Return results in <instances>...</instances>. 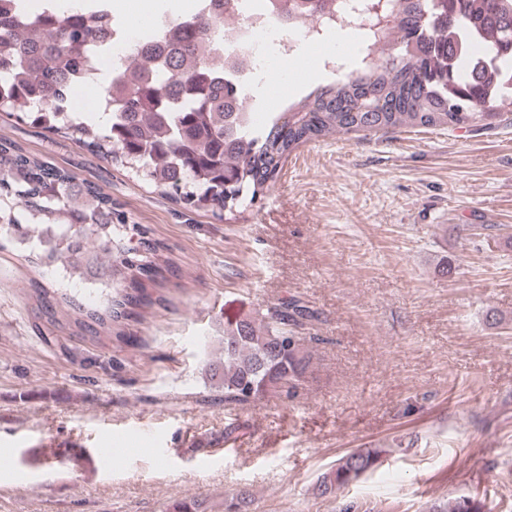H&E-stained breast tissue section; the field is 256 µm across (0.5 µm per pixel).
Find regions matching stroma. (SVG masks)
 I'll list each match as a JSON object with an SVG mask.
<instances>
[{
  "instance_id": "1",
  "label": "stroma",
  "mask_w": 512,
  "mask_h": 512,
  "mask_svg": "<svg viewBox=\"0 0 512 512\" xmlns=\"http://www.w3.org/2000/svg\"><path fill=\"white\" fill-rule=\"evenodd\" d=\"M0 139L98 185L177 269L122 344L51 323L32 285L54 289L62 318L70 300L105 310L111 289L0 249V456L14 460L0 512H167L176 499L222 512L241 489L253 512H429L460 496L512 512V123L312 142L222 216L13 113L0 111ZM293 297L315 313L302 329L314 381L218 401L203 368L225 314ZM54 441L89 457L35 464ZM361 448L388 454L319 495V476Z\"/></svg>"
}]
</instances>
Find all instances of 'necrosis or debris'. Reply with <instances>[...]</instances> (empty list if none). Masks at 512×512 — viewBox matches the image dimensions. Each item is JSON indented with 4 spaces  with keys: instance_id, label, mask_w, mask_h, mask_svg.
I'll return each instance as SVG.
<instances>
[{
    "instance_id": "4bbe7bcc",
    "label": "necrosis or debris",
    "mask_w": 512,
    "mask_h": 512,
    "mask_svg": "<svg viewBox=\"0 0 512 512\" xmlns=\"http://www.w3.org/2000/svg\"><path fill=\"white\" fill-rule=\"evenodd\" d=\"M236 24L224 28V75L232 80L245 102L234 111L231 127L256 125L264 106L263 75L271 56L288 58L321 43L331 33H351L356 49H367L373 41L377 19L369 4L352 9L350 0H337L335 13L318 17L302 16L295 28L281 20V0H235ZM124 10L112 11V38L97 60L98 66L123 68L139 48Z\"/></svg>"
}]
</instances>
